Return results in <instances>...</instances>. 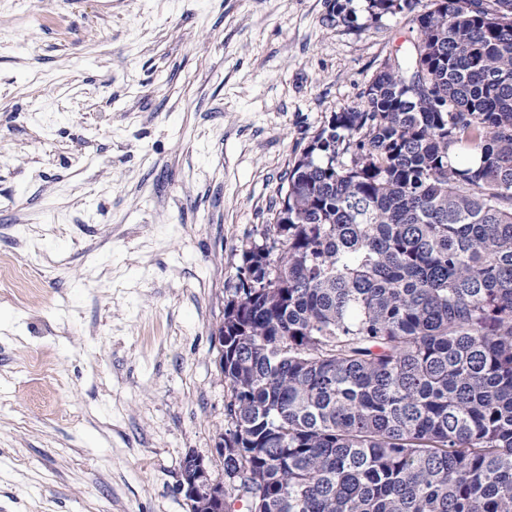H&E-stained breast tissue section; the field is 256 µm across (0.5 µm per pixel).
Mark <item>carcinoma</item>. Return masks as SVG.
I'll list each match as a JSON object with an SVG mask.
<instances>
[{"label":"carcinoma","instance_id":"carcinoma-1","mask_svg":"<svg viewBox=\"0 0 512 512\" xmlns=\"http://www.w3.org/2000/svg\"><path fill=\"white\" fill-rule=\"evenodd\" d=\"M414 22L243 252L224 512H512V0Z\"/></svg>","mask_w":512,"mask_h":512}]
</instances>
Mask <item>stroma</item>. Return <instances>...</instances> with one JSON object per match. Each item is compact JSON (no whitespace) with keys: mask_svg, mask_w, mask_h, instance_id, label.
Returning <instances> with one entry per match:
<instances>
[{"mask_svg":"<svg viewBox=\"0 0 512 512\" xmlns=\"http://www.w3.org/2000/svg\"><path fill=\"white\" fill-rule=\"evenodd\" d=\"M413 14L369 0H0V512H189L224 477L243 252ZM37 373H28L30 360Z\"/></svg>","mask_w":512,"mask_h":512,"instance_id":"obj_1","label":"stroma"}]
</instances>
